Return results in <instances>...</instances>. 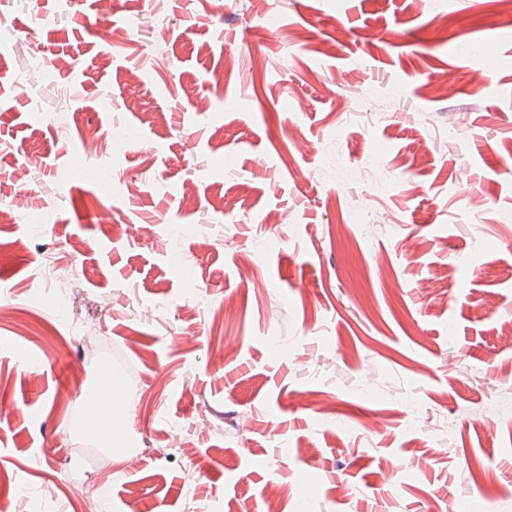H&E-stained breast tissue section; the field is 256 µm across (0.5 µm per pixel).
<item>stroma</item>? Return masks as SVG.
Wrapping results in <instances>:
<instances>
[{
    "instance_id": "1",
    "label": "stroma",
    "mask_w": 512,
    "mask_h": 512,
    "mask_svg": "<svg viewBox=\"0 0 512 512\" xmlns=\"http://www.w3.org/2000/svg\"><path fill=\"white\" fill-rule=\"evenodd\" d=\"M1 14L0 172L43 160L0 183L12 512L24 483L44 512H512V9L112 0L114 41L96 0ZM89 128L112 154L73 169ZM115 349L104 474L74 413Z\"/></svg>"
}]
</instances>
